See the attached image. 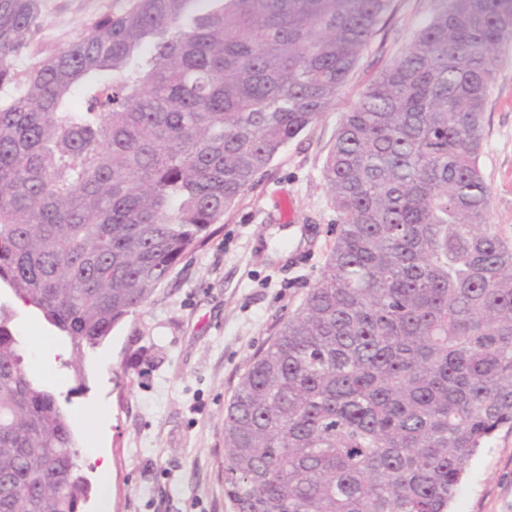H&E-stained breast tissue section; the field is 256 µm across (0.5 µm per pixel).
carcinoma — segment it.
<instances>
[{
	"label": "carcinoma",
	"mask_w": 512,
	"mask_h": 512,
	"mask_svg": "<svg viewBox=\"0 0 512 512\" xmlns=\"http://www.w3.org/2000/svg\"><path fill=\"white\" fill-rule=\"evenodd\" d=\"M392 0H130L22 68L0 0V284L98 347L336 105ZM512 0H440L343 113L336 238L224 411L234 512H448L512 429V239L485 223V104ZM0 304V512H80L66 411Z\"/></svg>",
	"instance_id": "1"
}]
</instances>
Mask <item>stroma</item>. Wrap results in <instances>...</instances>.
<instances>
[{
    "label": "stroma",
    "mask_w": 512,
    "mask_h": 512,
    "mask_svg": "<svg viewBox=\"0 0 512 512\" xmlns=\"http://www.w3.org/2000/svg\"><path fill=\"white\" fill-rule=\"evenodd\" d=\"M41 2L31 62L126 0ZM392 9L334 109L289 141L145 306L82 361L32 367L31 377L67 411L91 485L99 483L100 456L109 457L111 512H233L224 495V409L334 244L336 214L322 172L341 113L429 20L434 0H393ZM479 165L491 189L487 221L512 238V52L487 98ZM0 303L12 310L32 366L36 346L58 331L7 289ZM449 509L512 512L511 429L496 431L471 460Z\"/></svg>",
    "instance_id": "35a3bbf8"
}]
</instances>
